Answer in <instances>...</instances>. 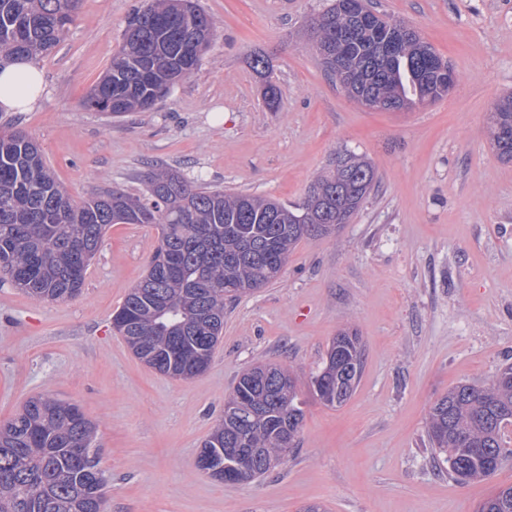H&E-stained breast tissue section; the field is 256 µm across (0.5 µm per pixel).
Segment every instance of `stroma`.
<instances>
[{"label":"stroma","instance_id":"1","mask_svg":"<svg viewBox=\"0 0 512 512\" xmlns=\"http://www.w3.org/2000/svg\"><path fill=\"white\" fill-rule=\"evenodd\" d=\"M143 0H82L38 58L32 111L0 112L40 145L74 199L110 187L144 195L165 163L227 191L299 201L336 150L365 155L378 186L335 234L302 240L272 285L228 304L207 370L181 380L138 360L112 313L145 275L152 224L109 227L76 298L44 302L0 279V421L31 397L77 404L98 430L108 512H476L512 486V458L456 484L427 441L431 404L512 364V163L487 135L512 94V0H372L415 29L456 77L403 112L364 107L318 63L309 24L329 0H199L217 34L188 80L148 112L110 119L83 99L109 68ZM265 56L282 90L262 100ZM366 346L355 393L323 405L310 376L338 331ZM294 370L304 400L296 448L258 480L202 472L203 441L244 371ZM251 66L261 78L265 79L263 97L266 105L269 108L279 106L282 92L279 85L272 79L268 61L263 56L256 55L251 60Z\"/></svg>","mask_w":512,"mask_h":512}]
</instances>
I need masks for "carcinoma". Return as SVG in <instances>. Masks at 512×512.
<instances>
[{
	"label": "carcinoma",
	"mask_w": 512,
	"mask_h": 512,
	"mask_svg": "<svg viewBox=\"0 0 512 512\" xmlns=\"http://www.w3.org/2000/svg\"><path fill=\"white\" fill-rule=\"evenodd\" d=\"M333 0L311 20L313 46L329 79L336 31L353 24ZM81 0H0V67L15 57L37 58L55 48L74 23ZM214 20L196 0H145L134 10L123 45L85 104L109 116L151 110L163 88L190 78L210 46ZM435 50L409 40L388 59L372 37L350 46L354 80L340 84L363 104L410 109L447 95L445 76L433 71ZM263 79V97L279 106L282 92L268 61L251 60ZM491 144L512 162V95L489 112ZM147 194L101 188L76 201L46 164L38 143L19 130L0 132V274L41 300L78 296L91 259L113 224H158L161 242L147 274L113 314L115 330L138 357L152 355L157 371L191 378L210 364L224 329L226 303L277 281L296 245L326 237L349 222L378 184L372 163L348 149L336 152L298 203L227 192L186 179L162 163L147 174ZM365 344L355 331L332 340L310 382L328 406H340L363 373ZM304 419L291 372L276 365L243 373L224 402V419L204 449L224 453L235 468L252 451L255 480L283 462ZM427 435L448 475L465 485L491 477L512 456V365L485 386L460 384L429 408ZM95 426L75 404L37 397L0 423V512H106L105 479L94 448ZM478 512H512V486L485 499Z\"/></svg>",
	"instance_id": "obj_1"
}]
</instances>
